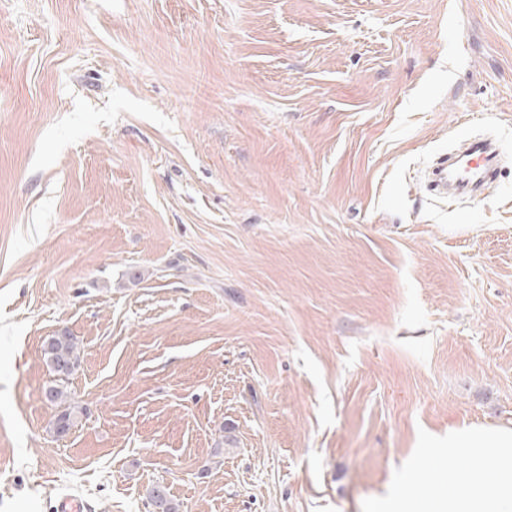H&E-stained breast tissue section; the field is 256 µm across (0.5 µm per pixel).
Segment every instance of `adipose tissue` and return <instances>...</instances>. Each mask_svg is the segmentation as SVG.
Returning <instances> with one entry per match:
<instances>
[{
    "instance_id": "adipose-tissue-1",
    "label": "adipose tissue",
    "mask_w": 512,
    "mask_h": 512,
    "mask_svg": "<svg viewBox=\"0 0 512 512\" xmlns=\"http://www.w3.org/2000/svg\"><path fill=\"white\" fill-rule=\"evenodd\" d=\"M458 471L435 469L442 488L433 512H512V430L464 429L449 434Z\"/></svg>"
}]
</instances>
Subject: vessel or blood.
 <instances>
[{
  "label": "vessel or blood",
  "mask_w": 512,
  "mask_h": 512,
  "mask_svg": "<svg viewBox=\"0 0 512 512\" xmlns=\"http://www.w3.org/2000/svg\"><path fill=\"white\" fill-rule=\"evenodd\" d=\"M496 164L497 153L492 145L474 140L451 162L433 170L431 183L442 194L447 193L449 187L458 186L479 195L491 181Z\"/></svg>",
  "instance_id": "b4317fda"
}]
</instances>
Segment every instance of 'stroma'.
<instances>
[{"instance_id":"stroma-1","label":"stroma","mask_w":512,"mask_h":512,"mask_svg":"<svg viewBox=\"0 0 512 512\" xmlns=\"http://www.w3.org/2000/svg\"><path fill=\"white\" fill-rule=\"evenodd\" d=\"M511 155L512 0H0V512L434 497L512 429ZM450 160L453 157H449ZM497 164V153L486 141L469 142L463 151L448 164L446 159L433 170L431 183L440 194H448V185L470 190L475 197L481 195L491 181ZM46 364L53 373V384L46 390V397L51 402L66 403L70 393L68 384L70 377L80 364L78 340L75 336H51L44 348Z\"/></svg>"}]
</instances>
